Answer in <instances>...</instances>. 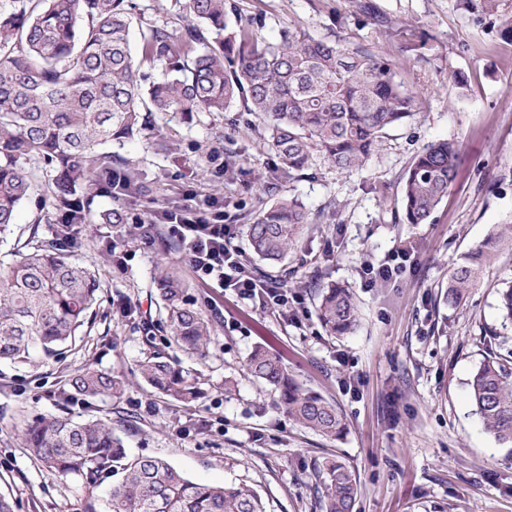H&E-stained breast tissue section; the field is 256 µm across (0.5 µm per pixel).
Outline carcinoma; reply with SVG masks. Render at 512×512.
I'll use <instances>...</instances> for the list:
<instances>
[{"instance_id": "carcinoma-1", "label": "carcinoma", "mask_w": 512, "mask_h": 512, "mask_svg": "<svg viewBox=\"0 0 512 512\" xmlns=\"http://www.w3.org/2000/svg\"><path fill=\"white\" fill-rule=\"evenodd\" d=\"M0 13V237L11 231L20 202L34 187L26 170L39 160L55 172L54 223L47 244L20 252L0 267V360L27 364L35 354L61 358L85 328L101 284L89 269L71 262L62 245L66 224L83 221L84 202L105 192L114 198L140 191L112 167L95 169V150L134 137L145 113L190 118L225 112L237 102L261 116L270 149L288 177L304 171L319 153L336 168L358 170L375 154L387 130L421 111L422 97L395 80L391 64L364 47L349 48L337 36L315 39L296 29L268 40L252 19L229 23L226 0H185L193 18L179 36L161 26L141 32V61L167 68L143 87L130 46L126 0H17ZM475 23H499L512 39V14L500 0H461ZM357 9L388 30L418 58L428 60L432 38L394 23L368 0ZM459 143L440 139L417 154L402 177V216L426 223L448 194ZM309 217L295 197L281 198L249 225L255 255L268 262L286 257ZM512 246V225L491 232L456 262L448 277V305L457 306L478 285L484 266ZM164 322L172 339L190 354H207L212 321L193 306L189 284L175 270L156 279ZM503 320L512 322V285L499 290ZM322 324L334 335L358 326L351 289L329 284L317 304ZM150 386L183 402L197 399L196 383L160 355L137 363ZM250 376L279 392L278 404L301 427L328 439L345 431L336 406L289 374L283 359L258 345L247 360ZM71 394L86 403L120 396L125 380L86 367L68 379ZM469 393L483 429L512 447V361L489 353L475 369ZM25 448L53 478L91 484L120 468L106 512H264L258 494L244 484L210 485L184 477L157 457L130 458L123 439L102 419L39 414L21 425ZM321 512H353L359 481L344 464L324 468Z\"/></svg>"}]
</instances>
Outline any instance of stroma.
<instances>
[{
	"mask_svg": "<svg viewBox=\"0 0 512 512\" xmlns=\"http://www.w3.org/2000/svg\"><path fill=\"white\" fill-rule=\"evenodd\" d=\"M129 2L138 28L178 33L191 22L180 0ZM230 2L242 19L260 20L270 38L293 27L375 50L398 82L421 92L423 109L388 130L352 172L318 155L287 177L260 116L238 104L191 120L155 112L138 136L99 147L97 165L123 168L143 191L120 200L98 194L69 244L72 262L102 283L89 336L59 359L0 362V496L13 512H85L90 502L104 512L117 475L96 487L59 481L23 444L22 414L66 411L111 422L129 456L166 459L195 482L254 488L266 512H320L314 469L327 458L356 472L354 512H512V448L483 430L467 386L487 353L512 354V325L498 309V291L512 280V248L483 268L463 304L450 307L447 296L453 263L498 225L512 224V42L499 28L474 24L458 0H372L391 21L434 37L427 62L358 15L353 0ZM443 138L460 147L448 196L428 223H402L401 178L427 144ZM37 177L12 233L0 241L2 262L52 236L42 222L49 177L42 170ZM190 192L201 204L219 199L247 264L297 294L295 314L209 288L158 228L113 262L119 227L102 223L101 213L118 209L140 224L179 208ZM288 197L302 201L311 222L287 258L269 265L253 255L248 226L262 208ZM402 241L414 247L403 272L385 287H367L366 263L383 260ZM162 267L179 269L192 303L215 326L205 357L184 352L161 325L154 277ZM329 283L354 292L360 320L351 334L332 335L318 319L317 290ZM259 343L336 406L346 424L339 439L301 428L278 407L271 386L248 376L247 358ZM153 353L195 378L200 397L177 401L142 381L136 364ZM89 365L125 378L123 395L90 406L67 397L70 376ZM229 377L237 388L228 394Z\"/></svg>",
	"mask_w": 512,
	"mask_h": 512,
	"instance_id": "35a3bbf8",
	"label": "stroma"
}]
</instances>
